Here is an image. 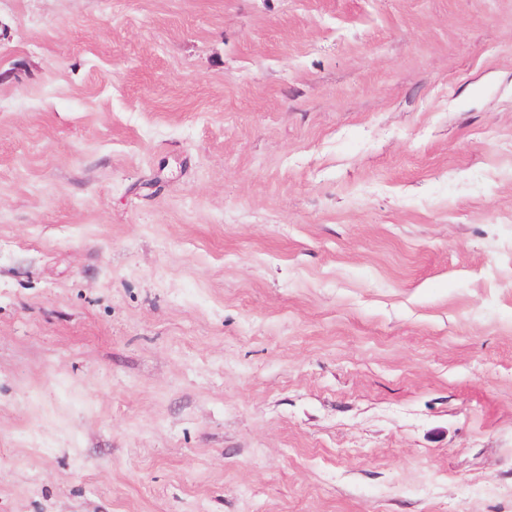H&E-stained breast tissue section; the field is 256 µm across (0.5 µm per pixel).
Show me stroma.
Listing matches in <instances>:
<instances>
[{
  "instance_id": "35a3bbf8",
  "label": "stroma",
  "mask_w": 512,
  "mask_h": 512,
  "mask_svg": "<svg viewBox=\"0 0 512 512\" xmlns=\"http://www.w3.org/2000/svg\"><path fill=\"white\" fill-rule=\"evenodd\" d=\"M0 512H512V0H0Z\"/></svg>"
}]
</instances>
